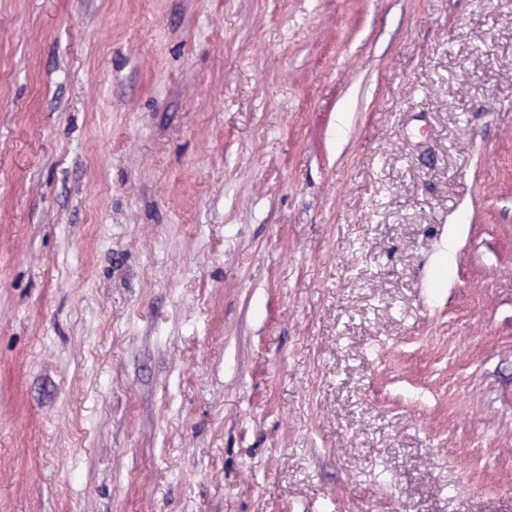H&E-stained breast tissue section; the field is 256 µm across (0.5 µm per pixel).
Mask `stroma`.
Wrapping results in <instances>:
<instances>
[{
  "label": "stroma",
  "mask_w": 512,
  "mask_h": 512,
  "mask_svg": "<svg viewBox=\"0 0 512 512\" xmlns=\"http://www.w3.org/2000/svg\"><path fill=\"white\" fill-rule=\"evenodd\" d=\"M0 512H512V0H0Z\"/></svg>",
  "instance_id": "stroma-1"
}]
</instances>
